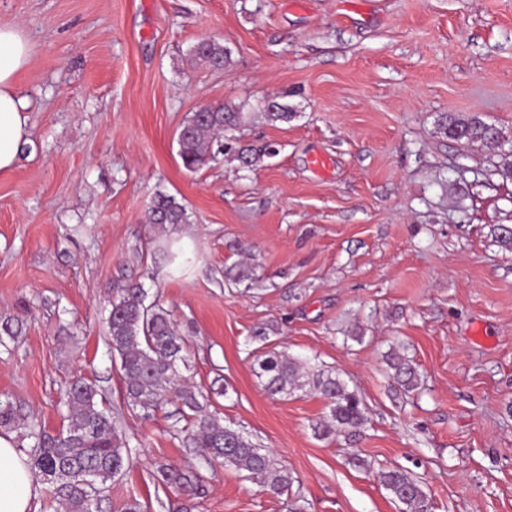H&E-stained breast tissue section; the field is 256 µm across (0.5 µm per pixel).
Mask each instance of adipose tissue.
<instances>
[{
  "label": "adipose tissue",
  "mask_w": 512,
  "mask_h": 512,
  "mask_svg": "<svg viewBox=\"0 0 512 512\" xmlns=\"http://www.w3.org/2000/svg\"><path fill=\"white\" fill-rule=\"evenodd\" d=\"M33 58V46L23 30L0 25V172L10 171L26 141L29 102L19 96L16 78ZM40 486L15 437L0 434V512H37Z\"/></svg>",
  "instance_id": "adipose-tissue-1"
}]
</instances>
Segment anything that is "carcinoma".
Instances as JSON below:
<instances>
[{
  "mask_svg": "<svg viewBox=\"0 0 512 512\" xmlns=\"http://www.w3.org/2000/svg\"><path fill=\"white\" fill-rule=\"evenodd\" d=\"M192 62L224 68L227 51L218 41L206 39L189 50ZM273 122L292 118L282 104L262 106ZM243 113L222 107L202 106L193 112L178 133L180 157L184 167L195 171L224 151L233 149L234 131ZM443 134L463 144L480 143L492 149H505L507 139L501 129L475 115L468 119L449 118ZM151 224H186V207L175 197L158 195L147 214ZM112 351L120 358L126 395L131 407L148 408L158 403L167 388L175 384L180 366H188L187 340L162 304L145 303L136 287L123 288L111 303L107 318ZM401 388L410 393L419 388L420 374L407 357L394 351L388 359ZM255 373L271 396H288L312 389L327 400V420L314 427L319 437L338 432L352 438L366 422V407L356 391L332 369L307 368L284 352L267 351L255 359ZM183 405L193 412L190 440L206 450L204 463L223 460L224 464L246 473L263 490L282 496L288 493L292 476L279 466L272 453L252 443L243 433L204 414V407L192 391L182 394ZM67 424L59 436L47 435L26 423L24 415L10 403L0 404V427L17 434L18 448L30 456L32 470L54 486V494L64 502L67 512H94L101 486L120 474L128 457L122 433L112 420L97 389L81 379L74 380L67 393ZM161 482L185 491L197 488L198 472L162 467ZM382 486L408 512H430L431 503L422 485L406 471L390 469L379 476Z\"/></svg>",
  "mask_w": 512,
  "mask_h": 512,
  "instance_id": "carcinoma-1",
  "label": "carcinoma"
}]
</instances>
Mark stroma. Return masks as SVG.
<instances>
[{
  "mask_svg": "<svg viewBox=\"0 0 512 512\" xmlns=\"http://www.w3.org/2000/svg\"><path fill=\"white\" fill-rule=\"evenodd\" d=\"M0 25L34 45L16 80L28 142L0 173V402L54 435L71 379L105 395L130 458L101 512H403L378 481L396 467L432 512H512V251L495 237L512 179L507 156L440 129L477 115L512 133V0H0ZM201 39L228 49L224 69L187 63ZM270 97L293 118L269 122ZM205 105L245 113L253 167L184 168L176 132ZM160 193L188 223L148 224ZM168 244L192 256L185 275ZM245 259L248 287L226 277ZM131 284L188 338V367L146 410L108 344ZM271 349L341 374L367 408L356 438L315 435L317 392L264 390L253 364ZM392 350L418 390L392 379ZM182 389L273 453L287 496L202 467ZM163 466L200 470L199 492L163 485ZM388 367L405 392L410 393L419 388L420 374L407 357L396 351L392 352L388 359Z\"/></svg>",
  "mask_w": 512,
  "mask_h": 512,
  "instance_id": "1",
  "label": "stroma"
}]
</instances>
